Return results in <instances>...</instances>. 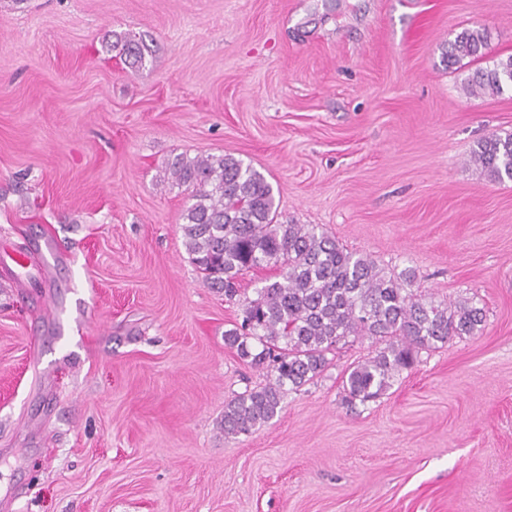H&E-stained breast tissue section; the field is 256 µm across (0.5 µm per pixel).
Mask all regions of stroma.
Wrapping results in <instances>:
<instances>
[{
    "instance_id": "1",
    "label": "stroma",
    "mask_w": 512,
    "mask_h": 512,
    "mask_svg": "<svg viewBox=\"0 0 512 512\" xmlns=\"http://www.w3.org/2000/svg\"><path fill=\"white\" fill-rule=\"evenodd\" d=\"M479 25L484 58L446 66ZM510 56L512 0H0V512H512V181L471 162L512 93L461 89ZM208 154L261 172L279 222L472 301L481 331L348 403L377 348L357 340L225 437L266 372L225 345L240 300L203 284L164 182ZM52 296L80 336H54ZM112 38H115V41L111 43L107 40L105 41V47H107L108 50H118L120 58H123L131 67L143 65L145 62V51L147 49L142 41H136L126 34L121 33H112Z\"/></svg>"
}]
</instances>
